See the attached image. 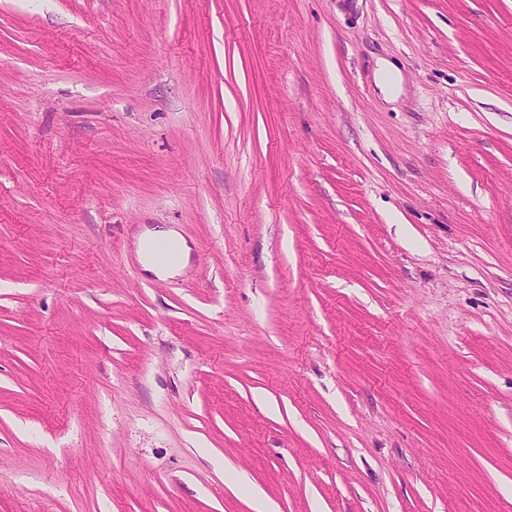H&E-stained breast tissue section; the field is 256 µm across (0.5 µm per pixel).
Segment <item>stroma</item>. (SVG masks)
<instances>
[{
  "label": "stroma",
  "instance_id": "35a3bbf8",
  "mask_svg": "<svg viewBox=\"0 0 512 512\" xmlns=\"http://www.w3.org/2000/svg\"><path fill=\"white\" fill-rule=\"evenodd\" d=\"M256 492L512 512V0H0V512ZM151 242L156 244L175 243L178 248V261L167 266H160L153 263L145 252L146 244ZM138 248L146 268L157 274L173 273L179 270L186 263L190 250L186 241L178 233L174 230L163 228L153 230L143 235L139 240Z\"/></svg>",
  "mask_w": 512,
  "mask_h": 512
}]
</instances>
